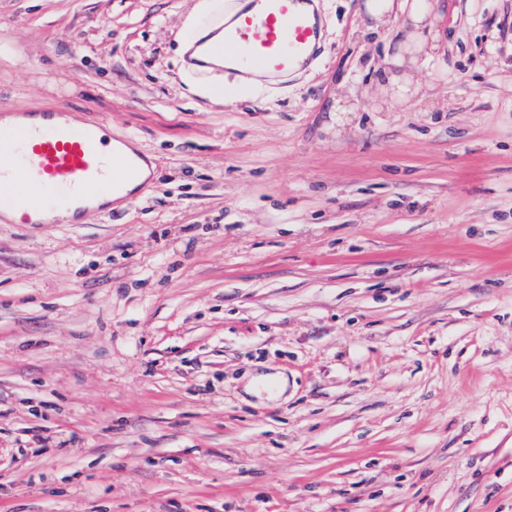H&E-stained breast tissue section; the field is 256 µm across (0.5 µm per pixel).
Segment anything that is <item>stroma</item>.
Listing matches in <instances>:
<instances>
[{"label": "stroma", "mask_w": 512, "mask_h": 512, "mask_svg": "<svg viewBox=\"0 0 512 512\" xmlns=\"http://www.w3.org/2000/svg\"><path fill=\"white\" fill-rule=\"evenodd\" d=\"M447 3L400 105L362 0L232 101L212 0H0V114L156 163L0 222V512H512V0ZM41 201L45 204L47 214L52 218L69 220L72 218L75 207L63 195L54 197L53 194L41 195Z\"/></svg>", "instance_id": "stroma-1"}]
</instances>
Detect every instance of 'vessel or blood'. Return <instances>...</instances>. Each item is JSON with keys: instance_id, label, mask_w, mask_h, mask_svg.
Masks as SVG:
<instances>
[{"instance_id": "b4317fda", "label": "vessel or blood", "mask_w": 512, "mask_h": 512, "mask_svg": "<svg viewBox=\"0 0 512 512\" xmlns=\"http://www.w3.org/2000/svg\"><path fill=\"white\" fill-rule=\"evenodd\" d=\"M236 13L223 24L191 38L188 60L202 72L254 69L281 76L304 68L317 53L322 25L315 0H238ZM107 127L81 129L71 122L67 105L50 112H18L13 122L0 119V154L21 150L23 161L6 172L7 190L0 191V212L25 210L30 224L46 216L28 189L62 190L78 204L75 222H82L93 191L102 182L121 187L139 175L136 157L105 153Z\"/></svg>"}]
</instances>
